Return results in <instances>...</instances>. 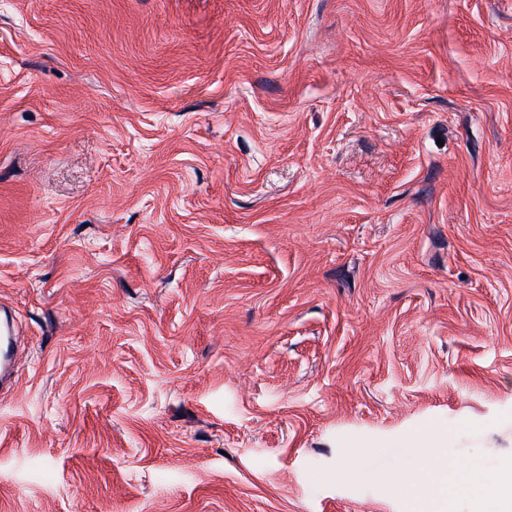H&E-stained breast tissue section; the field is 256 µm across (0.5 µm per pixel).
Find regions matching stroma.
Instances as JSON below:
<instances>
[{"label": "stroma", "mask_w": 512, "mask_h": 512, "mask_svg": "<svg viewBox=\"0 0 512 512\" xmlns=\"http://www.w3.org/2000/svg\"><path fill=\"white\" fill-rule=\"evenodd\" d=\"M1 303L0 512L497 482L512 0H0ZM14 319L0 316V391H10L16 385L17 359L20 344L15 333Z\"/></svg>", "instance_id": "35a3bbf8"}]
</instances>
